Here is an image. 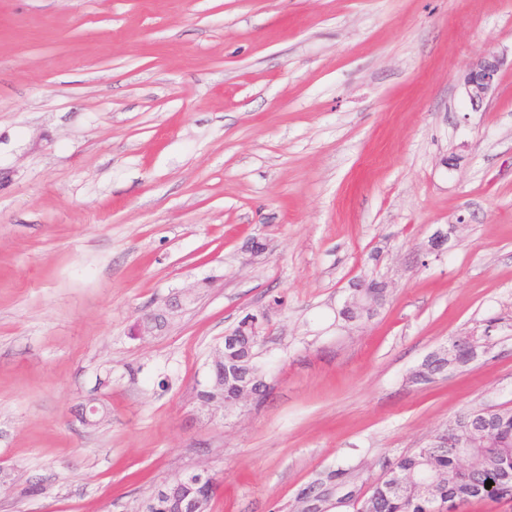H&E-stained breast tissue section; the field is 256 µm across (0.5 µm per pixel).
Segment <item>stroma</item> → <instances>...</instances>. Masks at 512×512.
<instances>
[{"mask_svg": "<svg viewBox=\"0 0 512 512\" xmlns=\"http://www.w3.org/2000/svg\"><path fill=\"white\" fill-rule=\"evenodd\" d=\"M487 53L512 59V0H0V512H139L199 466L210 512H286L316 471L368 490L459 412L511 408L512 71L477 108L463 87ZM372 278L384 304L343 320ZM262 310L269 396L203 408ZM178 307L179 303L177 300H168L165 302L164 306L156 311L146 313L139 317L133 326L134 334L137 336L151 335L154 331L162 328V324L167 322L169 318L174 316ZM454 340H460L468 346L473 355V361H475L480 354L487 353V343L482 342L477 336H456ZM465 345L457 342L450 343L449 346L441 347L431 353H429L422 364L425 369H428L433 373L436 379L443 378L448 373V365L444 362L443 358L446 357L448 350V363H455L459 368L466 367L468 362L469 351Z\"/></svg>", "mask_w": 512, "mask_h": 512, "instance_id": "stroma-1", "label": "stroma"}]
</instances>
